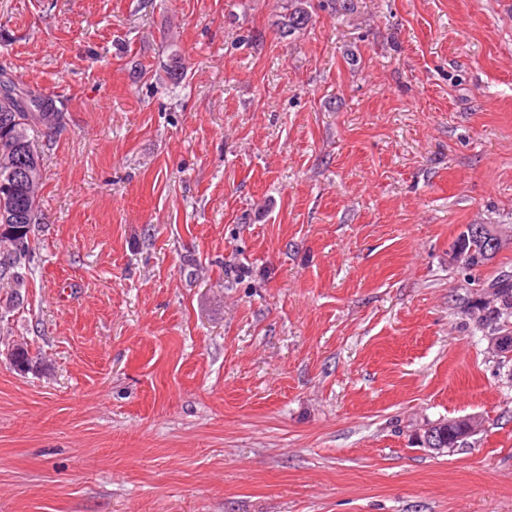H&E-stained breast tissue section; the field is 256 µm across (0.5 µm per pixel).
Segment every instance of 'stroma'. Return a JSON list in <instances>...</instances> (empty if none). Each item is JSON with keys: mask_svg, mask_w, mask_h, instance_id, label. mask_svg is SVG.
Instances as JSON below:
<instances>
[{"mask_svg": "<svg viewBox=\"0 0 512 512\" xmlns=\"http://www.w3.org/2000/svg\"><path fill=\"white\" fill-rule=\"evenodd\" d=\"M286 3L0 0V69L65 113L0 286V512H512L465 314L512 272V0H305L287 37ZM468 224L503 239L469 274ZM291 4L296 3L292 8L288 9V13L282 16L280 26L283 33H293L304 28L309 21V14L302 7L299 0H290ZM453 419H464L466 422V427L464 429V435L472 438L479 434L483 427V417L479 413L467 414L464 416H460L459 418L455 417L451 420H439L434 423L427 424V428H425L424 434L426 431L430 432L434 441L438 444L442 445L440 448H433L436 446L429 438L424 439L422 441L423 445L427 448L442 451L445 448H460L469 444L468 440L459 439L462 435V426L459 423H453Z\"/></svg>", "mask_w": 512, "mask_h": 512, "instance_id": "stroma-1", "label": "stroma"}]
</instances>
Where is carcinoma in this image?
I'll return each mask as SVG.
<instances>
[{"mask_svg": "<svg viewBox=\"0 0 512 512\" xmlns=\"http://www.w3.org/2000/svg\"><path fill=\"white\" fill-rule=\"evenodd\" d=\"M294 6L282 16L280 26L285 33H293L304 28L309 21V14L299 3L290 0ZM10 83L16 90L15 96L0 98V155L8 152L14 157V163L0 167V208L15 213L17 223L32 227L39 212L38 188L23 180V170L31 163V153L23 149L21 138L29 131L43 127L48 131L60 128L63 115L55 100L33 90L15 78ZM494 232L487 226L481 234H472L463 247L469 253L466 270L472 271L490 260L501 250L502 242L490 245L487 234ZM26 244L23 249L14 248L11 237L0 236V281L19 284L17 269L31 256L33 247L30 233L24 234ZM486 298L469 307L466 315L476 327L488 336L502 335L512 331V275L503 274L483 284ZM434 441L444 448H460L469 441L460 439L462 426L459 423L439 420L427 424Z\"/></svg>", "mask_w": 512, "mask_h": 512, "instance_id": "obj_1", "label": "carcinoma"}]
</instances>
